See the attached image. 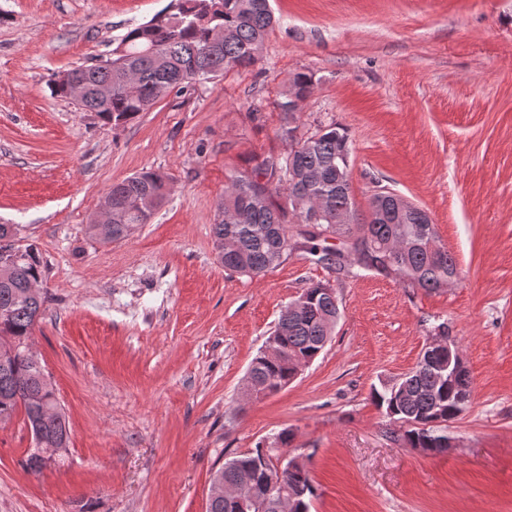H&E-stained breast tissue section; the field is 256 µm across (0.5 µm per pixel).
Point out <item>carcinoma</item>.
Instances as JSON below:
<instances>
[{"mask_svg": "<svg viewBox=\"0 0 512 512\" xmlns=\"http://www.w3.org/2000/svg\"><path fill=\"white\" fill-rule=\"evenodd\" d=\"M274 24L269 0H176L149 22L128 29L116 48L123 49L124 65L135 76L129 87L120 71L94 64L77 67L86 84L112 82V99L101 104L89 99L81 110L94 112L107 124L124 125L149 111L168 91L190 90L212 82L236 67L255 65L257 45L265 42ZM292 84L297 99L307 101L314 92L312 76L298 73ZM283 113L281 135L294 137L298 104L289 96L278 103ZM229 185L216 204L212 225L215 241L232 248L219 261L224 269L258 277L282 263L288 252L298 250L338 274H350L352 265L330 259L340 249L322 245L329 237L350 246L363 270L393 278L411 287L436 290L458 276V263L450 251L440 260L431 257L427 244L443 248L437 227L428 213L418 207L392 215L372 216L378 205L369 197L360 207L352 191L349 136L345 129L330 124L307 138L292 160L268 156L250 173L228 176ZM169 177L159 170H143L112 184L103 199L119 216L115 233L128 237L127 229L148 224L167 195ZM323 205L319 219L297 236L290 225L309 221V201ZM348 210L351 224L336 223V215ZM26 260L13 275L0 278V335L19 343L29 341L35 321L46 310L47 295L26 292L32 281L43 282L45 270L38 247L23 245ZM329 283L317 282L305 288L281 310L272 335L281 357L269 358L259 352L251 361V373L267 383L273 394L292 382L296 357H313L325 348L332 332L313 317V312L341 317L338 298L327 291ZM40 360L20 349L0 364V421L22 416L34 428L30 404L39 400L56 403L54 389L42 386ZM472 396V379L464 370L451 377L417 363L397 381L373 389V397L385 415L399 424L397 440L411 448H429L448 438V421L459 417L465 407L458 398ZM259 448L224 462V475L246 471L260 458ZM283 481L294 490L300 486L313 493L310 472L302 464L283 473Z\"/></svg>", "mask_w": 512, "mask_h": 512, "instance_id": "1", "label": "carcinoma"}]
</instances>
